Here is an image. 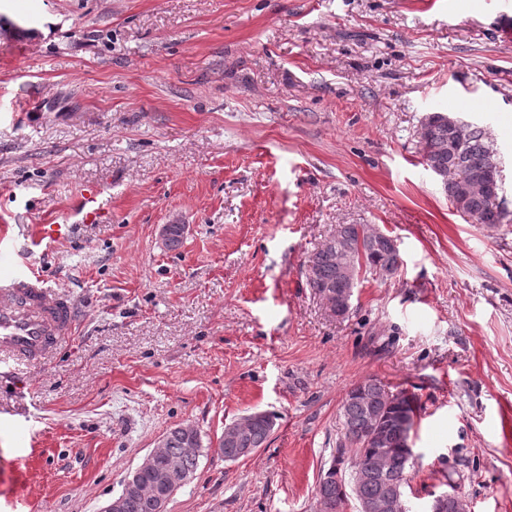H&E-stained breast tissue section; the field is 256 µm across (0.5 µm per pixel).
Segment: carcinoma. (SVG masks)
<instances>
[{
	"label": "carcinoma",
	"mask_w": 512,
	"mask_h": 512,
	"mask_svg": "<svg viewBox=\"0 0 512 512\" xmlns=\"http://www.w3.org/2000/svg\"><path fill=\"white\" fill-rule=\"evenodd\" d=\"M425 144V165L434 170L447 171L449 179L443 182L449 201L461 213L479 224H501L507 212L496 204L499 182L496 152L491 147L483 127L473 125L464 141L455 143L448 122L440 120L422 132ZM319 265L316 273L306 277V284L318 298L329 288H343L339 263L346 258L352 263L353 282L361 276L381 274L394 276L401 258L393 238L376 235L370 224H338L318 248ZM354 387L363 392L360 401L343 400V438L336 448L337 458L348 462L349 479L339 484L318 482L315 497L334 506V512H343L349 499L343 488L354 481L358 471H372L374 476L356 487V495L365 499H380L392 491V486L405 487L409 461L403 453L408 436L399 434L395 418L399 417L413 427L418 417L416 398L398 390L393 392L380 379L370 377ZM274 428V417L265 414L244 425L243 435L236 444L221 443L220 455L227 461L240 458V449L256 448L265 443ZM160 465L181 468L193 475L197 471L199 455L192 452L201 448L198 430L176 425L166 434ZM156 480L151 472L137 479V492L127 502L125 512H157Z\"/></svg>",
	"instance_id": "obj_1"
}]
</instances>
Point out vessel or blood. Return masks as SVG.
<instances>
[{
	"label": "vessel or blood",
	"mask_w": 512,
	"mask_h": 512,
	"mask_svg": "<svg viewBox=\"0 0 512 512\" xmlns=\"http://www.w3.org/2000/svg\"><path fill=\"white\" fill-rule=\"evenodd\" d=\"M102 191L81 192L78 211L85 221L99 218ZM79 312L31 264L0 265V390L18 368L40 365L73 336Z\"/></svg>",
	"instance_id": "b4317fda"
}]
</instances>
